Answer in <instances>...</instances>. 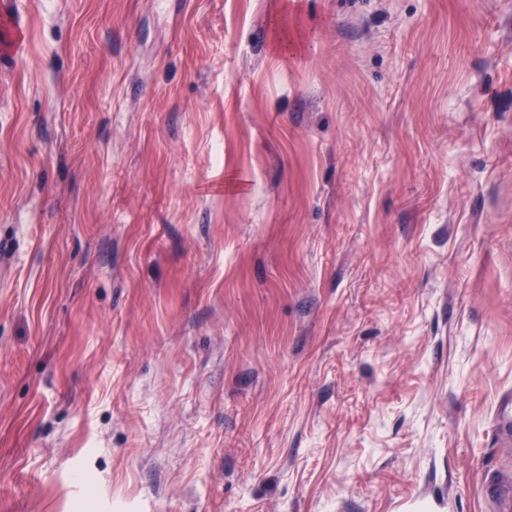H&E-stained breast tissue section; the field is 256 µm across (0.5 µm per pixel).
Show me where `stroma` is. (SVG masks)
Segmentation results:
<instances>
[{
	"label": "stroma",
	"mask_w": 512,
	"mask_h": 512,
	"mask_svg": "<svg viewBox=\"0 0 512 512\" xmlns=\"http://www.w3.org/2000/svg\"><path fill=\"white\" fill-rule=\"evenodd\" d=\"M512 0H0V512H495Z\"/></svg>",
	"instance_id": "obj_1"
}]
</instances>
